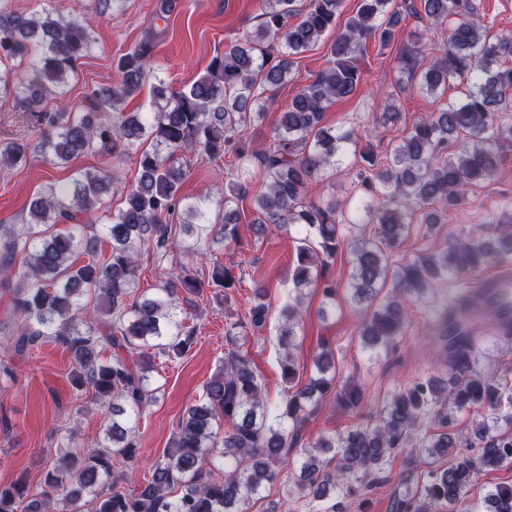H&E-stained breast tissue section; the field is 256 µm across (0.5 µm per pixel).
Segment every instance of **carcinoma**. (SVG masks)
I'll return each mask as SVG.
<instances>
[{"instance_id": "carcinoma-1", "label": "carcinoma", "mask_w": 512, "mask_h": 512, "mask_svg": "<svg viewBox=\"0 0 512 512\" xmlns=\"http://www.w3.org/2000/svg\"><path fill=\"white\" fill-rule=\"evenodd\" d=\"M361 0L356 13L336 30L329 66L304 85L282 112L269 145L249 148L245 131L261 123L275 92L288 82L291 56L314 45L336 25L341 0H265L260 23L209 62L206 73L188 88L174 92L163 81L151 84L155 110L127 112L124 102L148 84L153 74V40L148 38L116 65V79L97 84L85 96L84 112L65 99L77 62L88 55L95 39L84 21L54 8L12 12L0 10V62L22 66L0 74V110L28 112L39 142L0 140V177L39 153L59 167L94 154L122 160L135 150L137 180L127 189L123 207L105 224L84 223L81 216L99 209L111 178L99 167L74 174L67 183H49L27 205L22 227L0 224V284L14 291L21 317L9 337L15 352L24 353L51 340L73 359L72 381L91 390L112 414L105 443L93 450L71 448L45 476L44 487L31 496L18 485L0 486V512H50L54 494L66 491L65 512H76L92 496L93 512H244L250 499L273 482L289 481L288 450L297 447L300 428L335 393L332 351L321 344L316 374L307 386L287 387L275 406L236 348L239 330L264 327L268 308L265 289L253 288L245 320L227 326L233 348L224 370L204 388V398L182 415L171 447L152 465L150 477L130 491L111 482L112 460L131 459L137 448L133 421L152 403L153 358L178 359L196 343V327L177 314L178 293L202 294V284L189 275L170 278L154 296L133 294L142 254L161 264L170 257L172 223L191 249L220 235L224 245L241 240L236 199L252 197L257 218L251 228L259 237L295 228L304 235L297 248L292 283L310 285L326 299L336 297L328 275L331 260L345 243L344 224L375 225V241L353 247L352 300L373 302L379 280L392 277L393 297L375 307L360 326L363 345L391 350L409 319L408 304L423 298L451 273H475L493 260L512 256V209L499 215L477 236L456 238L448 250L416 256L392 268L389 253L405 236L406 215L422 211L424 231L435 234L448 211L463 205L468 189L492 178L502 166L504 143L512 127L501 122L512 110V68L499 61L512 57V33L491 41L477 24V0ZM415 18L413 47L397 59L400 72L416 78L428 95L442 93L455 78L466 80L467 93L438 112L415 121L390 154L376 162L368 148L360 151L366 165L354 163L358 196L318 202L306 198L319 175L347 159L355 134L323 124L324 112L352 95L360 83L366 43L380 50L398 36L402 17ZM439 31L444 34L431 59L418 46ZM57 105L42 108L46 98ZM216 162L231 156L236 166L224 184L222 225L209 223L206 207L185 202L180 193L192 159ZM263 179L255 181V173ZM58 227L48 234L42 227ZM212 284L224 289V305H232L236 277L214 260ZM97 293L93 306L85 296ZM482 301L468 299L443 310L437 332L446 341V377L416 381L399 388L380 409L378 422L345 435L319 436L305 444L297 466L295 494L329 501L324 512H343L333 495L355 483L369 487L393 459L409 448L429 458L450 457L448 467L427 474L419 497L408 496L396 512H428L433 505L456 506L489 470L512 460V436L483 420L473 422L461 448L452 429L455 413L485 410L512 423V390L496 372L479 367L481 349L477 321L469 310ZM281 377L294 383L295 328L302 319L299 301L281 311ZM112 349L109 359L102 353ZM339 398L356 411L363 407L358 387ZM442 430L413 443L429 417ZM231 423L218 435L220 421ZM224 467L223 476L213 471ZM485 502L488 512H512V485L499 484Z\"/></svg>"}]
</instances>
